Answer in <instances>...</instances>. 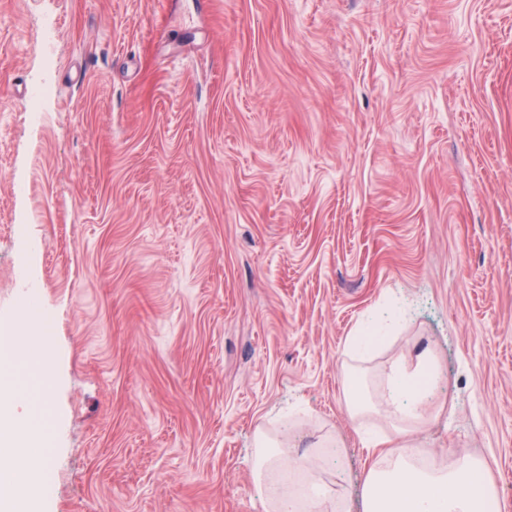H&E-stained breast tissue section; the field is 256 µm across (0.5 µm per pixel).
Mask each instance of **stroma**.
Returning a JSON list of instances; mask_svg holds the SVG:
<instances>
[{
	"mask_svg": "<svg viewBox=\"0 0 512 512\" xmlns=\"http://www.w3.org/2000/svg\"><path fill=\"white\" fill-rule=\"evenodd\" d=\"M0 331L42 512H267L258 434L343 512L347 341L442 370L415 439L512 512V0H0ZM385 331V326L379 321L366 322L358 329L359 336H352L348 340V348L356 357L361 358L369 352L368 349L387 337L383 336Z\"/></svg>",
	"mask_w": 512,
	"mask_h": 512,
	"instance_id": "obj_1",
	"label": "stroma"
}]
</instances>
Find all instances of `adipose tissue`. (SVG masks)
Segmentation results:
<instances>
[{
  "mask_svg": "<svg viewBox=\"0 0 512 512\" xmlns=\"http://www.w3.org/2000/svg\"><path fill=\"white\" fill-rule=\"evenodd\" d=\"M31 343L14 333L0 335V512H37L45 497L42 453L45 432L26 408L19 391L3 377L16 357L32 351ZM440 366L429 347L419 346L391 360L375 386L354 380L350 399L359 414L376 413L401 436L430 423V382ZM419 449L390 448L364 474L362 512H498L497 492L482 478L486 462L462 454L448 466L419 465ZM265 469L277 472L281 484L296 473L308 474L307 499L288 503L272 497L270 512H321L329 498L313 460L262 456Z\"/></svg>",
  "mask_w": 512,
  "mask_h": 512,
  "instance_id": "ef3b65f1",
  "label": "adipose tissue"
}]
</instances>
